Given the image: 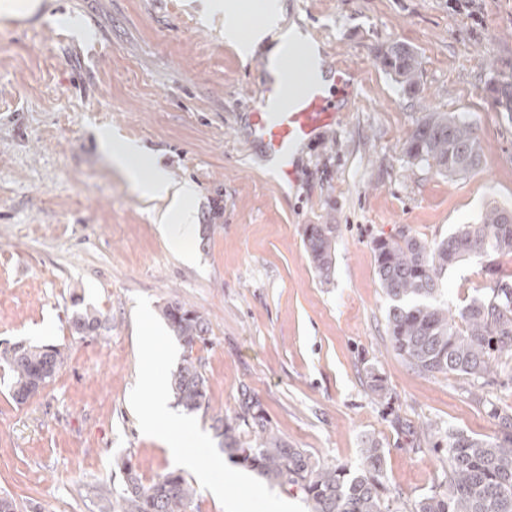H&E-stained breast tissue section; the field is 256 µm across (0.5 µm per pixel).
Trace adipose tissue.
I'll return each mask as SVG.
<instances>
[{
    "mask_svg": "<svg viewBox=\"0 0 512 512\" xmlns=\"http://www.w3.org/2000/svg\"><path fill=\"white\" fill-rule=\"evenodd\" d=\"M218 9L224 12V40L240 49L267 41L271 44L269 58L276 59L288 43L303 39V31L295 25L283 22V0H260L258 10L264 22L260 26L244 28L240 21L239 9L234 0H219ZM102 150H104L128 181L141 196L165 201L166 206L155 216L156 228L169 247L178 253L184 261L195 258L191 244L195 238V203L197 189L191 182L171 180L167 170L158 163L156 157L147 155L133 141L109 129L96 133ZM151 170L150 180H142L143 170ZM142 384L146 392L138 406L139 422L145 433L156 430L158 421L170 419L171 412L167 406V383L161 377L153 362H145L142 371Z\"/></svg>",
    "mask_w": 512,
    "mask_h": 512,
    "instance_id": "obj_1",
    "label": "adipose tissue"
}]
</instances>
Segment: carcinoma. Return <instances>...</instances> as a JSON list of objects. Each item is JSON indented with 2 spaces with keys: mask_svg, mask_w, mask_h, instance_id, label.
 Listing matches in <instances>:
<instances>
[{
  "mask_svg": "<svg viewBox=\"0 0 512 512\" xmlns=\"http://www.w3.org/2000/svg\"><path fill=\"white\" fill-rule=\"evenodd\" d=\"M382 66L405 88L417 83L418 60L413 50L396 43L381 56ZM492 101L512 115V81L491 89ZM405 153L457 177L479 168L481 146L471 126L451 112L422 115L404 145ZM337 225L310 224L305 231L306 252L324 278L329 277L335 253ZM380 287L391 301L387 330L396 354L420 374L458 373L481 390L496 382L494 366L512 360V283L488 267L486 292L453 313L442 300V275L467 259L491 253H512V208L492 206L476 224H460L431 245L402 232L379 238L372 247ZM161 315L188 355L169 375L168 386L177 405L188 412L206 403V380L193 357L194 346L206 342L209 326L196 311L178 301L168 302ZM101 326L89 309L73 312L72 334L85 336ZM0 362L10 378L12 396L40 389L62 367L64 357L54 345L15 344L0 351ZM236 421L218 416L213 428L224 439L222 451L281 486L304 494L311 512H390L384 482V449L374 440L362 449L354 468L311 460L299 448L288 446L267 427L264 409L246 388L241 389ZM501 436L490 440L460 431L433 428V447L448 459L444 489L422 497L414 512H512V414L492 410ZM254 434L242 447L239 425ZM119 512H186L194 496L184 476L170 472L146 487L125 463Z\"/></svg>",
  "mask_w": 512,
  "mask_h": 512,
  "instance_id": "cac0c4a2",
  "label": "carcinoma"
}]
</instances>
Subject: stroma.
Returning <instances> with one entry per match:
<instances>
[{"instance_id":"obj_1","label":"stroma","mask_w":512,"mask_h":512,"mask_svg":"<svg viewBox=\"0 0 512 512\" xmlns=\"http://www.w3.org/2000/svg\"><path fill=\"white\" fill-rule=\"evenodd\" d=\"M0 0V349L58 346L63 367L18 404L0 381V495L18 512H114L123 460L143 484L178 466L145 434L133 403L149 349L142 315L165 329L172 300L209 325L196 345L208 404L173 407L176 438L210 479L187 512H224L242 464L219 457L215 416L234 418L242 389L268 427L312 459L356 466L369 440L385 450L392 505L413 512L447 462L421 442L423 423L493 438V409L512 412V364L471 395L457 374L423 375L393 351L390 301L372 243L406 231L434 243L479 222L490 203L512 206V116L487 91L512 74V0H284L298 25L354 68L357 105L305 146L291 191L265 171L247 135L246 104L261 75L220 36L208 0ZM415 51V91L380 62L390 44ZM452 112L475 129L481 166L448 178L410 159L404 143L424 111ZM109 128L198 188L193 263L182 262L140 193L100 150ZM310 224L337 227L330 278L304 247ZM512 280V254L468 260L444 275L449 309ZM102 324L72 335L74 298ZM384 380L371 393L366 373Z\"/></svg>"}]
</instances>
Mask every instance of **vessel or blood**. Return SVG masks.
Masks as SVG:
<instances>
[{"label":"vessel or blood","mask_w":512,"mask_h":512,"mask_svg":"<svg viewBox=\"0 0 512 512\" xmlns=\"http://www.w3.org/2000/svg\"><path fill=\"white\" fill-rule=\"evenodd\" d=\"M311 45L290 43L278 66L268 56H257L261 84L248 123L255 141L266 156L280 163L282 179L296 178V154L339 119L335 98L353 96L354 78L343 64L330 68L329 78L317 76L309 59Z\"/></svg>","instance_id":"vessel-or-blood-1"}]
</instances>
